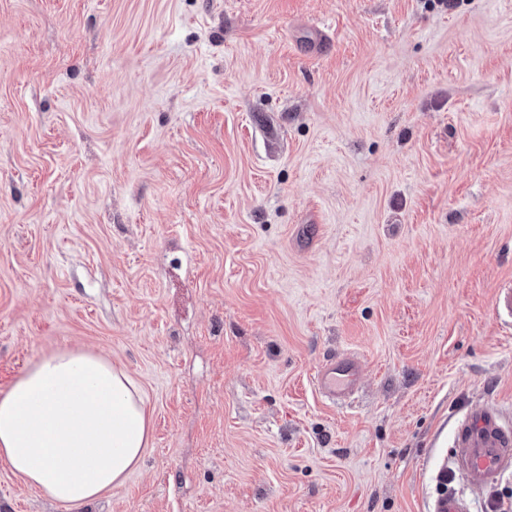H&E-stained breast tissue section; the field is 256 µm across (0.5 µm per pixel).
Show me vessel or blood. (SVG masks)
Instances as JSON below:
<instances>
[{"label": "vessel or blood", "mask_w": 512, "mask_h": 512, "mask_svg": "<svg viewBox=\"0 0 512 512\" xmlns=\"http://www.w3.org/2000/svg\"><path fill=\"white\" fill-rule=\"evenodd\" d=\"M362 363L352 355L333 356L321 363L314 384L332 400L352 395L359 385ZM451 455L468 488L439 496L432 512H473L474 496L497 484L512 471V428L504 426L496 409L468 415L459 427Z\"/></svg>", "instance_id": "obj_1"}]
</instances>
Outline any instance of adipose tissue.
<instances>
[{"label": "adipose tissue", "mask_w": 512, "mask_h": 512, "mask_svg": "<svg viewBox=\"0 0 512 512\" xmlns=\"http://www.w3.org/2000/svg\"><path fill=\"white\" fill-rule=\"evenodd\" d=\"M150 438L137 384L89 352L43 356L0 392V466L67 508L122 485Z\"/></svg>", "instance_id": "1"}]
</instances>
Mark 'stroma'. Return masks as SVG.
I'll return each mask as SVG.
<instances>
[{
  "instance_id": "1",
  "label": "stroma",
  "mask_w": 512,
  "mask_h": 512,
  "mask_svg": "<svg viewBox=\"0 0 512 512\" xmlns=\"http://www.w3.org/2000/svg\"><path fill=\"white\" fill-rule=\"evenodd\" d=\"M505 286L512 0H0V391L78 348L152 420L77 512H430ZM361 369V360L355 356H332L319 366L314 377L315 387L329 399H345L358 388Z\"/></svg>"
}]
</instances>
